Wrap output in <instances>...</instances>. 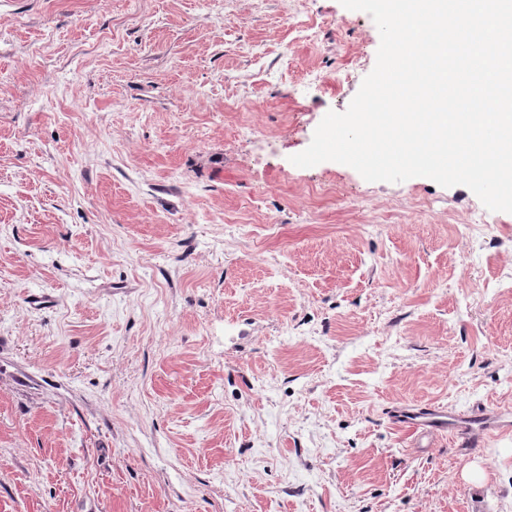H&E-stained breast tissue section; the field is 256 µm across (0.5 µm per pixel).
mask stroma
<instances>
[{
  "mask_svg": "<svg viewBox=\"0 0 512 512\" xmlns=\"http://www.w3.org/2000/svg\"><path fill=\"white\" fill-rule=\"evenodd\" d=\"M379 44L340 0H0V512H512V213L290 161ZM448 417L445 410L429 406L419 410L401 409L396 412L393 420L407 424L417 433L450 428L476 442H479V435L490 434L497 429L493 417L485 412L478 411L458 424H452ZM450 425L452 427H448Z\"/></svg>",
  "mask_w": 512,
  "mask_h": 512,
  "instance_id": "1",
  "label": "stroma"
}]
</instances>
